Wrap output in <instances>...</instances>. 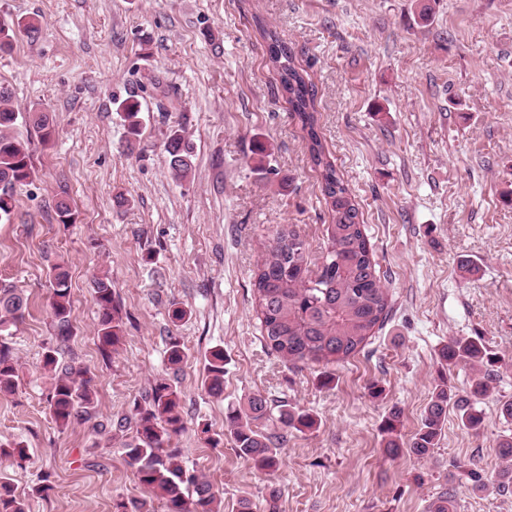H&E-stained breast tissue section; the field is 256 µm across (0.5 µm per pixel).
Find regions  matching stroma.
I'll list each match as a JSON object with an SVG mask.
<instances>
[{"mask_svg":"<svg viewBox=\"0 0 512 512\" xmlns=\"http://www.w3.org/2000/svg\"><path fill=\"white\" fill-rule=\"evenodd\" d=\"M429 3L426 25L419 0H0V16L41 25L0 53V85L16 112L41 107L55 125L49 146L33 143L36 177L0 223V284L29 297L10 338L18 385L0 396V445L28 450L7 474L30 512H113L143 497L122 449L132 434L113 423L150 383L173 377L185 428L171 445L212 483L223 512L242 498L269 512L274 486L278 512H428L444 494L456 512H512L496 452L512 437L498 411L512 400V0ZM267 29L314 86L324 143L360 204L391 298L383 328L332 365L328 386L319 367L267 351L252 308V273L273 229L292 225L315 259L330 221ZM130 96L141 103L132 151L117 112ZM173 129L194 146L185 180L166 162ZM62 198L74 223L59 221ZM59 260L71 278L70 347L97 398L95 422L63 431L40 370L54 340L49 267ZM102 274L124 321L108 357L90 288ZM176 305L188 311L179 323ZM171 335L188 354L176 371ZM452 336L483 338L498 359L481 430L463 427L452 407L428 457L388 456L391 409L407 442L440 379L468 388L470 368L439 361ZM215 348L224 351L218 397L204 387ZM375 382L382 397L369 393ZM256 394L317 420L284 431L270 476L224 431L228 410ZM45 478L52 488L37 494Z\"/></svg>","mask_w":512,"mask_h":512,"instance_id":"obj_1","label":"stroma"}]
</instances>
